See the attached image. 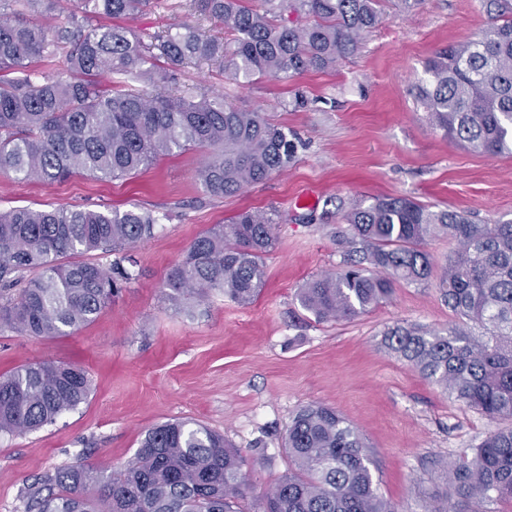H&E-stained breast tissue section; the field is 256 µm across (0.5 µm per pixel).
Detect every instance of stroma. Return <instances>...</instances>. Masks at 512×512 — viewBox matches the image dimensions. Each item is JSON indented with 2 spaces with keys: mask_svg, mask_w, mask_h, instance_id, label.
<instances>
[{
  "mask_svg": "<svg viewBox=\"0 0 512 512\" xmlns=\"http://www.w3.org/2000/svg\"><path fill=\"white\" fill-rule=\"evenodd\" d=\"M184 4L159 0L127 25L149 40L184 15ZM490 23L483 0H423L410 13L389 2L360 53L330 70L239 85L205 61L175 66L179 84L205 85L264 113L298 142L287 171L234 196L202 191L201 148L114 180L76 174L42 183L1 173L2 212L137 207L159 222L153 237L126 252L89 253L105 266L129 256L136 274L94 321L41 340L0 326V374L55 360L82 366L90 380L87 400L53 424L0 435V512H24L27 485L77 460L108 473L122 468L147 430L174 419L223 433L246 457V495L256 497L287 474L282 439L295 411L310 403L335 407L360 431L379 491L399 512L446 507L438 459L478 444L495 424L381 345L397 323L430 330L457 323L437 281L398 284L387 303L331 322L304 311L296 293L312 276L344 268L343 211L353 201L405 195L479 224L512 218V157L445 137L410 93L427 58L477 39ZM299 91L308 103L296 110L291 100ZM247 208L284 216L264 259L265 288L247 306L213 294L187 315L163 292L167 271L197 236Z\"/></svg>",
  "mask_w": 512,
  "mask_h": 512,
  "instance_id": "1",
  "label": "stroma"
}]
</instances>
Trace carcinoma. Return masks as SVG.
Segmentation results:
<instances>
[{"label":"carcinoma","instance_id":"1","mask_svg":"<svg viewBox=\"0 0 512 512\" xmlns=\"http://www.w3.org/2000/svg\"><path fill=\"white\" fill-rule=\"evenodd\" d=\"M54 0H0V170L55 182L76 173L112 179L138 173L175 149L210 148L198 171L205 194L222 198L288 170L297 144L288 128L224 101L205 87L175 88L155 61L212 62L234 80L333 69L353 56L383 17V0H187L188 14L224 26L201 36L180 21L154 47L104 17L137 15L153 0H68L70 26L41 21ZM493 23L480 38L442 49L412 89L431 125L485 154L512 156V0H487ZM69 45L67 76L38 61ZM155 92L113 90L106 76ZM280 215L242 211L197 237L165 279L169 298L203 301L219 292L252 303L266 283L264 255ZM345 243L358 258L308 279L300 306L319 321L351 320L388 301L400 282L418 284L435 263L427 240L456 249L442 269V297L469 325L424 330L396 324L384 349L460 404L490 420H512V220L477 224L405 196L356 202ZM158 219L125 211L21 207L0 214V325L21 336H60L90 323L133 275L83 255L132 248ZM27 271L37 272L15 296ZM90 392L86 372L42 360L0 375V433L35 431L77 408ZM289 471L246 501L247 459L224 435L189 421L146 432L128 466L104 475L85 461L23 491L25 512H397L379 493L364 438L335 408L300 407L282 443ZM450 512H486L512 500V427L441 462Z\"/></svg>","mask_w":512,"mask_h":512}]
</instances>
